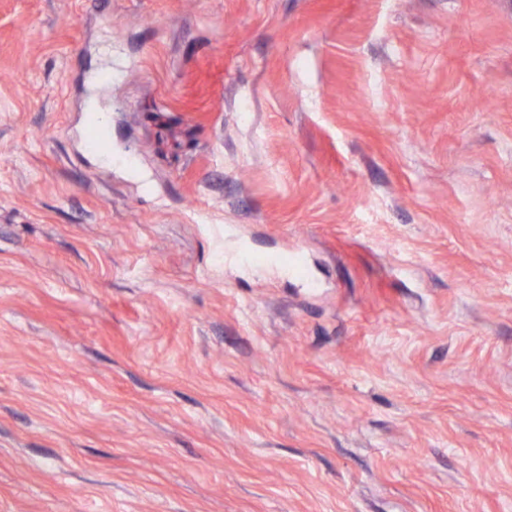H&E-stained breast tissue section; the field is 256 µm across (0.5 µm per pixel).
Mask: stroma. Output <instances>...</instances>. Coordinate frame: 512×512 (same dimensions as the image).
Masks as SVG:
<instances>
[{
  "label": "stroma",
  "instance_id": "obj_1",
  "mask_svg": "<svg viewBox=\"0 0 512 512\" xmlns=\"http://www.w3.org/2000/svg\"><path fill=\"white\" fill-rule=\"evenodd\" d=\"M0 512H512V0H0Z\"/></svg>",
  "mask_w": 512,
  "mask_h": 512
}]
</instances>
